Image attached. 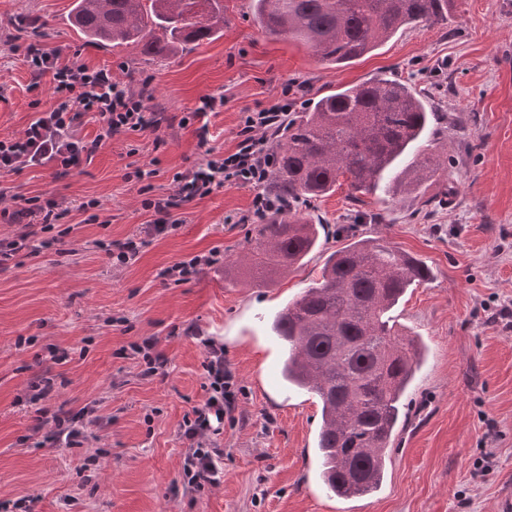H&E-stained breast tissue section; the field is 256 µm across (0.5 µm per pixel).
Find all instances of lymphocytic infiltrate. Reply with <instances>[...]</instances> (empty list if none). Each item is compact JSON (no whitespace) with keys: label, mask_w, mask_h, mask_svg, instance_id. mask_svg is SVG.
<instances>
[{"label":"lymphocytic infiltrate","mask_w":512,"mask_h":512,"mask_svg":"<svg viewBox=\"0 0 512 512\" xmlns=\"http://www.w3.org/2000/svg\"><path fill=\"white\" fill-rule=\"evenodd\" d=\"M20 50L31 76L29 91H39L43 83H50L54 102L44 110L39 100H32L31 105L37 110L35 118L20 135L0 139V223L19 227L14 235L0 236V269L31 242H38L43 248L62 243V235L56 234L54 228L68 223L72 213L85 215L87 223H97L101 207L95 199L75 205L53 192L25 196L4 184L5 176L46 167L51 169L54 181H62L80 171L112 141L175 125L196 126L199 142L204 145L208 142V129L203 121L209 111L224 104L223 96L219 95L204 97L195 111L180 115L150 108L146 102L152 97V77L141 78L134 85L120 81L113 78L111 69L91 67L77 54L62 57L58 50L37 39L21 45ZM290 110V104L280 101L243 113L234 150L207 155L199 166L173 175L170 193L143 200L144 209L151 213L145 236L100 241L97 249L118 263H128L146 246L148 238L173 228L177 210L226 185L247 187L254 192L251 207L240 216V223H259L283 212L287 201L268 193L265 186L277 162L272 140ZM90 117L98 124L91 137L82 133ZM204 370L210 395L181 426V434L189 443L182 480L193 488L220 484L223 472L219 461L223 451L211 447L210 437L219 433L225 415L235 404L233 376L224 367L223 347L207 344ZM103 421V416L97 415L95 406L90 404L75 413L61 410L52 417L51 437L55 444L78 447L83 443L87 426Z\"/></svg>","instance_id":"lymphocytic-infiltrate-1"}]
</instances>
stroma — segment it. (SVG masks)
I'll list each match as a JSON object with an SVG mask.
<instances>
[{
    "label": "stroma",
    "instance_id": "obj_1",
    "mask_svg": "<svg viewBox=\"0 0 512 512\" xmlns=\"http://www.w3.org/2000/svg\"><path fill=\"white\" fill-rule=\"evenodd\" d=\"M72 0H0V138L19 135L30 106L53 102L49 87L28 90L14 47L27 39L22 17L38 18L40 38L63 56L80 53L120 79L153 76L155 104L193 111L223 95L209 113V147L232 150L242 113L298 86L294 111L310 100L372 78L411 83L435 120L428 150L442 167L421 197L347 186L298 204L325 235L304 265L257 284L239 268L252 227L239 223L248 188L226 186L191 202L181 223L139 256L113 266L94 240L143 233L135 167L154 170L153 195L175 173L203 162L194 127L136 133L105 147L81 172L53 181L49 169L8 177L15 192L55 191L91 198L102 223L74 225L60 249L21 252L0 270V502L30 501L32 512H512V0H456L447 23L405 29L346 66L322 61L306 44L265 34L250 0H224V34L151 62L138 47L85 43L67 22ZM422 260L429 280L409 289L394 311L420 337L424 359L404 397L407 415L388 451L379 489L359 500L329 493L318 477L315 396L281 376L275 314L317 282L326 257L345 245L343 226ZM219 249V265L173 283L158 273ZM154 336L168 359L166 378L144 376L130 343ZM224 349L238 389L235 410L211 444L224 451L219 486L194 491L181 481L187 444L180 426L209 395L207 343ZM66 352L54 363L50 348ZM53 396L31 402L41 374ZM97 402L109 418L79 448L43 441L39 418L59 406ZM489 465L481 479L474 468Z\"/></svg>",
    "mask_w": 512,
    "mask_h": 512
}]
</instances>
